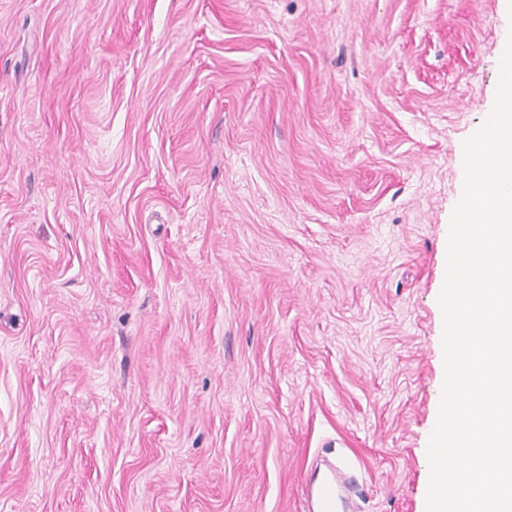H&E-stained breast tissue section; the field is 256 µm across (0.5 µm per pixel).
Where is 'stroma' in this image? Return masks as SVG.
Wrapping results in <instances>:
<instances>
[{
  "instance_id": "obj_1",
  "label": "stroma",
  "mask_w": 512,
  "mask_h": 512,
  "mask_svg": "<svg viewBox=\"0 0 512 512\" xmlns=\"http://www.w3.org/2000/svg\"><path fill=\"white\" fill-rule=\"evenodd\" d=\"M492 0H0V512H423ZM344 483L336 478V473L325 477L317 488V504L320 512H338L343 502Z\"/></svg>"
}]
</instances>
